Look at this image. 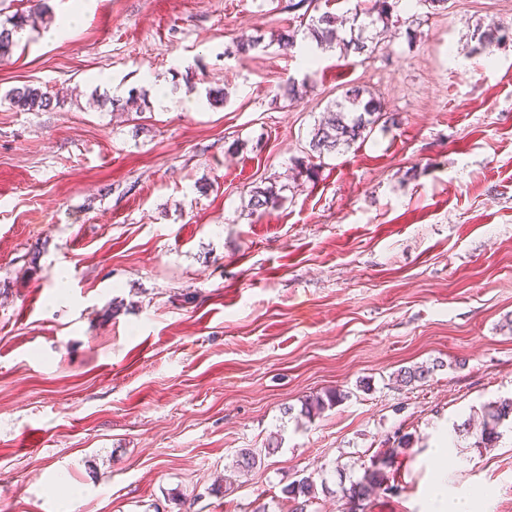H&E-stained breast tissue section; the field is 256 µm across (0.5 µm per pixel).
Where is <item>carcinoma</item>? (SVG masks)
<instances>
[{
    "mask_svg": "<svg viewBox=\"0 0 512 512\" xmlns=\"http://www.w3.org/2000/svg\"><path fill=\"white\" fill-rule=\"evenodd\" d=\"M27 2L31 6L25 10H16L5 21L0 22V61L9 58L13 46L23 37L33 17L43 19L49 13L45 0ZM399 2L400 0H371L370 7L355 10L348 38L340 34L336 16L329 11L320 10L319 0H298L289 4V8L304 10V16L308 19L306 29L318 43L329 47L334 45L345 53L353 51L372 54L378 50V42L375 37L366 36V32L379 24L388 25ZM364 94L366 91L357 86L348 88L334 104V109L328 111L327 117L316 125L309 141L310 154L305 165L307 176L310 177L316 172L319 168L317 160L325 154L365 139L366 134L379 122L395 123L393 116L387 115L379 100L372 96L366 99ZM6 98L16 109L24 112L45 111L53 107L52 96L31 85L12 88ZM280 198L279 191L273 185L252 191L247 203L249 214L253 216L264 212L275 206ZM432 372L433 368L426 365L403 367L397 373V381L410 386L426 381ZM347 398L348 394L339 389L329 390L304 400L300 414L309 419L318 417ZM481 414L483 422L479 434L475 435L474 447L494 448L503 436L500 426L505 421L512 420V397L483 404ZM411 443L412 435L408 433L396 437L393 447L373 455L369 463L363 464L362 476L347 483L339 482L336 496L344 504L341 512H362L365 501L372 494H387L399 490L397 485L390 482L389 470ZM260 457L261 454L251 448H241L235 455L233 465L240 472H249L257 466ZM316 491V479L311 474L288 483L282 488V494L289 503V512H310L309 507L317 499Z\"/></svg>",
    "mask_w": 512,
    "mask_h": 512,
    "instance_id": "cac0c4a2",
    "label": "carcinoma"
}]
</instances>
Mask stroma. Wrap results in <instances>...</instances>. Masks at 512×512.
I'll use <instances>...</instances> for the list:
<instances>
[{"instance_id": "obj_1", "label": "stroma", "mask_w": 512, "mask_h": 512, "mask_svg": "<svg viewBox=\"0 0 512 512\" xmlns=\"http://www.w3.org/2000/svg\"><path fill=\"white\" fill-rule=\"evenodd\" d=\"M288 2L49 0L0 62V512H286L282 487L320 471L315 508L338 512L334 466L360 476L397 430L400 491L366 512H428L440 476L471 512H512V427L447 442L512 396V37L479 44L512 0L398 7L410 27L371 56L280 48ZM25 84L57 105L13 108ZM354 85L397 125L288 180ZM415 364L435 370L398 385ZM241 448L263 452L246 474ZM275 186H271L260 190L255 188L250 195L246 208L251 216L265 212L268 207H274L281 198L280 191L275 190ZM348 393L343 390L335 389L324 392V395H315L304 400L300 410V415L307 417L309 420L323 414L327 409H331L338 403L347 399Z\"/></svg>"}]
</instances>
